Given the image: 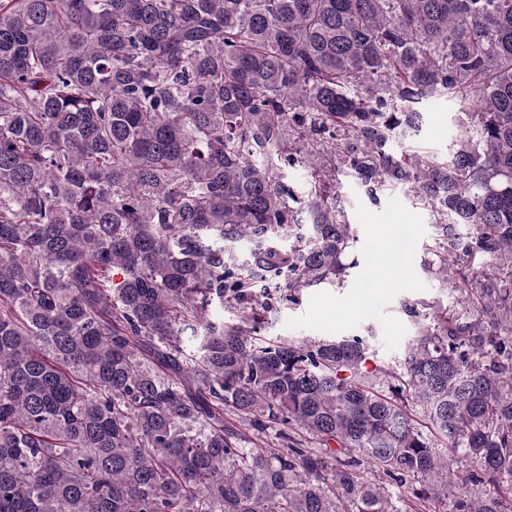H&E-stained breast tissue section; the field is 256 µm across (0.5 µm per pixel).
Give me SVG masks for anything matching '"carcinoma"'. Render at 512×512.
Here are the masks:
<instances>
[{
  "instance_id": "carcinoma-1",
  "label": "carcinoma",
  "mask_w": 512,
  "mask_h": 512,
  "mask_svg": "<svg viewBox=\"0 0 512 512\" xmlns=\"http://www.w3.org/2000/svg\"><path fill=\"white\" fill-rule=\"evenodd\" d=\"M342 177L465 310L398 371L262 336L257 272L357 267ZM0 512H512V0H0ZM424 124L417 136L408 139L405 146L409 150H434L443 155L449 153L453 144L465 129L458 125L457 112H460L455 101L444 98L422 106Z\"/></svg>"
}]
</instances>
